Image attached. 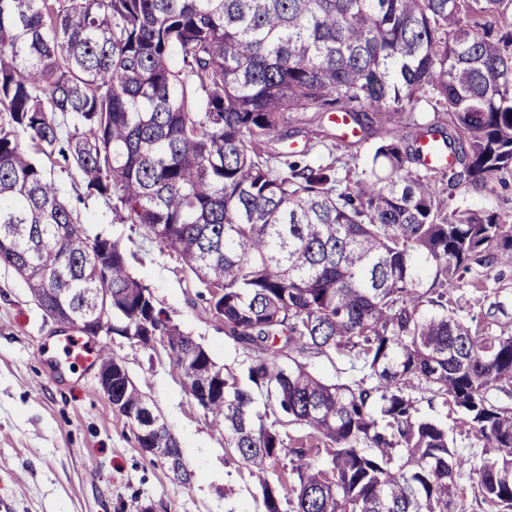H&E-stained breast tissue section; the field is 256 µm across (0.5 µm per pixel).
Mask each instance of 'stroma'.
Here are the masks:
<instances>
[{"instance_id":"35a3bbf8","label":"stroma","mask_w":512,"mask_h":512,"mask_svg":"<svg viewBox=\"0 0 512 512\" xmlns=\"http://www.w3.org/2000/svg\"><path fill=\"white\" fill-rule=\"evenodd\" d=\"M63 198L89 235L121 240L131 270L180 328L215 362L242 368L244 356L224 336L198 288L177 273L173 252L130 224L112 219L100 200L81 196L77 173L55 171ZM58 327L44 316L24 280L0 265V512H262L250 468L224 446L183 388L165 351L120 336L100 342L124 357L131 378L180 443L193 478L184 485L141 452L134 427L102 392L95 367L59 365Z\"/></svg>"}]
</instances>
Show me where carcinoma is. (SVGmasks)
<instances>
[{
  "instance_id": "carcinoma-1",
  "label": "carcinoma",
  "mask_w": 512,
  "mask_h": 512,
  "mask_svg": "<svg viewBox=\"0 0 512 512\" xmlns=\"http://www.w3.org/2000/svg\"><path fill=\"white\" fill-rule=\"evenodd\" d=\"M340 111L361 132L322 134L341 155L380 134L354 186L307 145L269 150ZM426 141L453 163L424 165ZM44 160L223 291L209 311L244 370L149 304ZM495 182H512V0H0V264L49 317L112 289V333L176 340L188 388L223 370L206 416L263 512H456L463 476L478 512H512V328L452 296L500 307L485 280L512 267V211L453 204ZM419 393L494 453L458 451ZM142 402L128 374L112 389L121 416ZM159 426L162 459L180 445Z\"/></svg>"
}]
</instances>
